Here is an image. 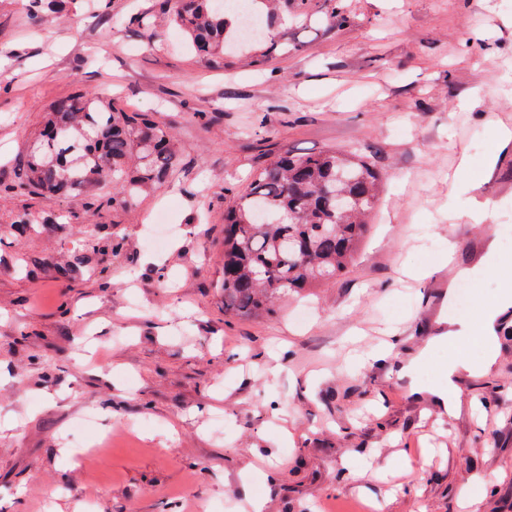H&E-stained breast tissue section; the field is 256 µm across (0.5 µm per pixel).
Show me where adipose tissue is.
Instances as JSON below:
<instances>
[{
    "instance_id": "adipose-tissue-1",
    "label": "adipose tissue",
    "mask_w": 512,
    "mask_h": 512,
    "mask_svg": "<svg viewBox=\"0 0 512 512\" xmlns=\"http://www.w3.org/2000/svg\"><path fill=\"white\" fill-rule=\"evenodd\" d=\"M512 146V129L500 128L495 136L494 144L488 151L481 176H474L470 171L468 160H461L456 172L457 184L472 190L478 188L481 177L490 176L498 166L501 154ZM512 318V287L503 286L494 298L484 307L478 321L464 318L450 321L447 328L441 329L428 342L415 350H403L396 356V367L399 375L405 376L415 372L425 364L431 352L444 346L462 334L473 336L479 344L482 355L479 360L455 359L449 361L442 370V381L437 385L415 383L411 392L416 398L428 400L437 406L445 415L456 416L460 410V385L468 378L491 372L498 358V334L508 319Z\"/></svg>"
}]
</instances>
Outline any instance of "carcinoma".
I'll use <instances>...</instances> for the list:
<instances>
[{
	"label": "carcinoma",
	"instance_id": "cac0c4a2",
	"mask_svg": "<svg viewBox=\"0 0 512 512\" xmlns=\"http://www.w3.org/2000/svg\"><path fill=\"white\" fill-rule=\"evenodd\" d=\"M323 1L326 29L344 19L342 0H251L263 19L257 37L244 39V14L229 0H160L188 38L194 55L224 68L246 53L265 67L288 40L287 25L304 20ZM180 146L169 122L153 113L130 112L110 94L77 89L51 103L44 126L19 162L21 174L0 179L6 195H34L51 203L88 195L112 183V195L93 199L97 208L124 209L159 188L177 169ZM382 176L354 150L280 153L253 174L247 189L224 213V313L250 317L269 311L290 292L315 288L344 274L355 260L376 207ZM34 224L29 214L0 228V241ZM92 253H80L63 275L88 265L94 254L117 253L123 238L94 231Z\"/></svg>",
	"mask_w": 512,
	"mask_h": 512
}]
</instances>
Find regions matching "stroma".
I'll list each match as a JSON object with an SVG mask.
<instances>
[{
  "label": "stroma",
  "mask_w": 512,
  "mask_h": 512,
  "mask_svg": "<svg viewBox=\"0 0 512 512\" xmlns=\"http://www.w3.org/2000/svg\"><path fill=\"white\" fill-rule=\"evenodd\" d=\"M349 18L288 31L264 71L201 63L157 0L95 11L0 0V176L51 102L109 89L174 123L172 181L132 207L52 204L64 230L0 244V512H512V337L472 380L459 417L425 413L377 361L350 357L395 336L421 343L458 261L496 237L512 271V152L472 193L495 124L512 126V0H346ZM360 148L385 192L358 257L336 280L267 313L224 312V210L279 151ZM484 223L460 219L472 201ZM167 212L164 250L145 234ZM122 251L59 277L91 226ZM93 421H86V414ZM111 437L77 462L72 447ZM428 465H421V458Z\"/></svg>",
  "instance_id": "1"
}]
</instances>
